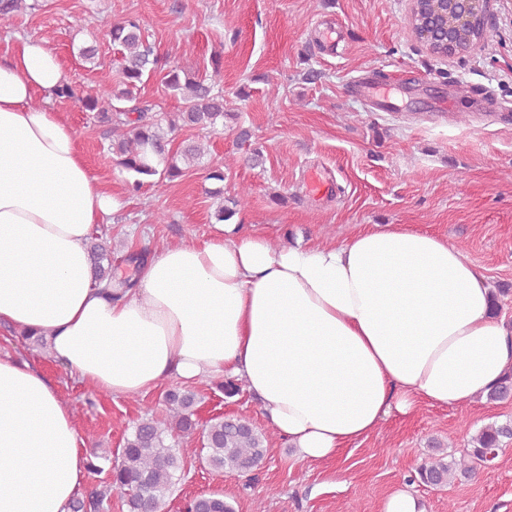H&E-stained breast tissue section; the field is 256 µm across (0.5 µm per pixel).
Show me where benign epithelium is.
<instances>
[{"mask_svg": "<svg viewBox=\"0 0 512 512\" xmlns=\"http://www.w3.org/2000/svg\"><path fill=\"white\" fill-rule=\"evenodd\" d=\"M497 0H410L412 34L435 57L463 54L478 43V30L493 22Z\"/></svg>", "mask_w": 512, "mask_h": 512, "instance_id": "benign-epithelium-1", "label": "benign epithelium"}]
</instances>
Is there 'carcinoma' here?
Here are the masks:
<instances>
[{"mask_svg":"<svg viewBox=\"0 0 512 512\" xmlns=\"http://www.w3.org/2000/svg\"><path fill=\"white\" fill-rule=\"evenodd\" d=\"M35 8L27 0H0V28L7 29L14 17ZM100 27L110 39L118 57L113 64L121 76L122 88L112 90L102 81L96 92L82 98L86 110L96 114L98 123L111 134L109 149L118 164L134 176L129 183L137 191L152 183L157 175L170 179L181 177L186 170L209 158L207 179L224 181V158L211 156L207 139L192 140L173 147L172 133L189 127L208 134L219 128L232 127L237 139L250 141L251 132L239 122V115L227 108L224 89L212 78L196 75L176 63L162 60L144 36L138 19L101 20ZM161 75L165 88L183 103L179 112L153 115L155 105L140 96V88L151 76ZM250 189L241 188L224 199L214 212L216 222L231 219L249 204ZM94 279H112V244L94 242L89 248ZM489 402L512 400V371L506 373L486 395ZM164 401L167 420L159 421L145 412L124 440L109 479L95 491L78 497L72 512H101L120 494L127 512H161L165 498L175 488L184 460L180 440L200 433L201 462L215 471L236 473L246 485L256 479V471L266 459L269 435L247 421L223 415L201 425L193 416L197 394L171 389ZM512 441V420L493 421L480 428L455 456L440 452L423 463L411 481L439 488L463 477L474 475L477 465L495 460L499 450ZM186 512H234V507L219 492L198 495L186 504Z\"/></svg>","mask_w":512,"mask_h":512,"instance_id":"1","label":"carcinoma"}]
</instances>
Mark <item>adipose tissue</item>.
<instances>
[{"instance_id": "adipose-tissue-1", "label": "adipose tissue", "mask_w": 512, "mask_h": 512, "mask_svg": "<svg viewBox=\"0 0 512 512\" xmlns=\"http://www.w3.org/2000/svg\"><path fill=\"white\" fill-rule=\"evenodd\" d=\"M68 78L45 41L0 56V323L45 341L115 397L231 377L306 462L422 404H467L512 369V324L446 238L374 225L274 247L232 224L164 248L134 289L94 283L88 239L121 206L54 107ZM86 469L71 407L0 357V512H69Z\"/></svg>"}]
</instances>
